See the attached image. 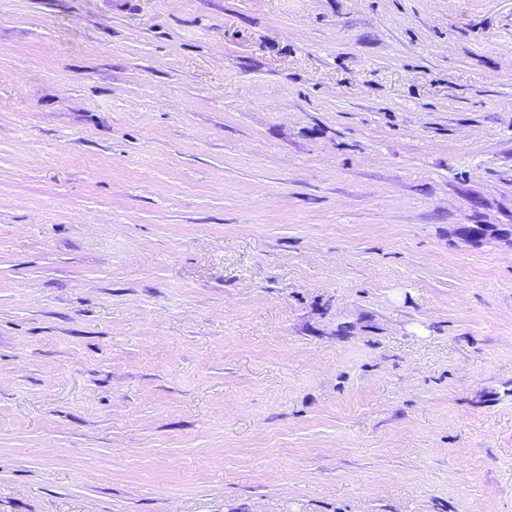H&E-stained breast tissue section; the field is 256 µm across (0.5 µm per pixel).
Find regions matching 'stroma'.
<instances>
[{
  "label": "stroma",
  "mask_w": 512,
  "mask_h": 512,
  "mask_svg": "<svg viewBox=\"0 0 512 512\" xmlns=\"http://www.w3.org/2000/svg\"><path fill=\"white\" fill-rule=\"evenodd\" d=\"M0 512H512V0H0Z\"/></svg>",
  "instance_id": "obj_1"
}]
</instances>
